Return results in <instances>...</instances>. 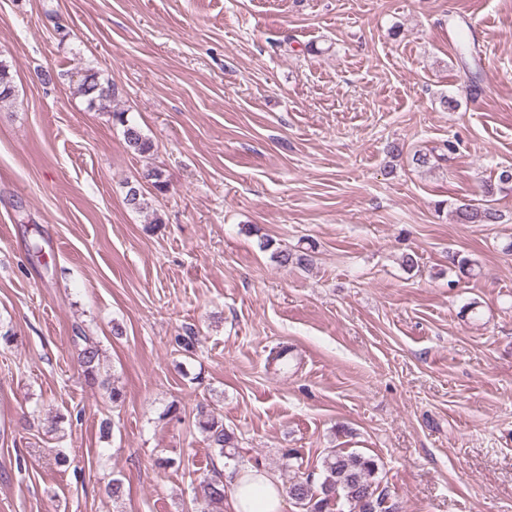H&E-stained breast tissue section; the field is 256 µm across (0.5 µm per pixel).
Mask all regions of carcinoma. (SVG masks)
<instances>
[{"instance_id": "cac0c4a2", "label": "carcinoma", "mask_w": 512, "mask_h": 512, "mask_svg": "<svg viewBox=\"0 0 512 512\" xmlns=\"http://www.w3.org/2000/svg\"><path fill=\"white\" fill-rule=\"evenodd\" d=\"M73 89L76 95L86 100L89 108L112 113V119L123 127L124 141L130 151L141 156L153 151L151 140L139 125L128 118L126 112L112 109L115 85L104 78L98 69L92 66L79 69ZM14 97L12 66L9 61L0 58V103ZM509 185L512 186V167H502L496 173L495 183L484 186V194L491 197L495 190ZM124 202L128 208L138 212L147 209L141 184L126 183ZM449 208L458 224H497L501 219V214L493 205H476L466 198L455 200L449 204ZM273 259L283 267L290 264L306 267L311 262V255L279 250L273 253ZM78 339L82 341L78 358L85 381L91 386L108 390L112 402L119 403L123 397L121 389L110 385L101 373L102 352L99 343L84 334ZM196 418L198 429L208 445L218 450L219 456L239 462L234 433L224 429V420L203 407L198 408ZM202 491L209 505L217 508L224 503L223 481H208L202 485ZM286 493L304 512H394V505L388 503L386 490L381 488L374 459L355 452L330 451L322 461V481L318 487H313L309 479L299 477L288 481Z\"/></svg>"}]
</instances>
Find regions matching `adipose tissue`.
<instances>
[{
	"label": "adipose tissue",
	"mask_w": 512,
	"mask_h": 512,
	"mask_svg": "<svg viewBox=\"0 0 512 512\" xmlns=\"http://www.w3.org/2000/svg\"><path fill=\"white\" fill-rule=\"evenodd\" d=\"M284 491L268 472L253 466L234 477L230 512H282Z\"/></svg>",
	"instance_id": "1"
}]
</instances>
